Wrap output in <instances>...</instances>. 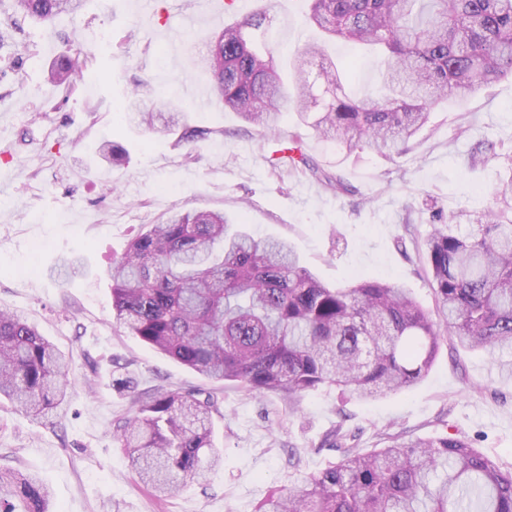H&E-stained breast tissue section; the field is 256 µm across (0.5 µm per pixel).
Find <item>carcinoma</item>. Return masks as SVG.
Segmentation results:
<instances>
[{"mask_svg":"<svg viewBox=\"0 0 512 512\" xmlns=\"http://www.w3.org/2000/svg\"><path fill=\"white\" fill-rule=\"evenodd\" d=\"M82 0H13L14 11L46 21ZM214 37L195 58L223 108L268 131L285 105L345 156L369 150L403 155L432 110L455 94L512 79V0H308V24L331 40L378 47L384 93L353 99L344 90L350 65L323 61L322 46L293 50L289 88L275 50L288 19L274 20V0ZM69 56L50 80L71 81ZM139 122L156 114L136 93ZM293 169L326 188L347 192L342 176L314 163L296 133L288 140ZM496 155L485 139L469 163ZM493 205L433 214L422 263L431 275L444 330L395 282L330 286L302 265L294 248L256 237L212 211L170 215L135 235L112 265L116 322L181 365L255 395H278L295 412L303 395L335 387L363 400L420 382L448 335L469 350L499 354L512 377V173L493 187ZM68 361L35 326L0 311V399L35 419L63 409ZM113 437L157 496L198 480L221 461L213 435L218 407L200 392L157 387L132 399ZM338 427V461L298 486L279 490L255 512H512V468L459 437H384L370 454ZM50 492L35 475L0 468V512H52Z\"/></svg>","mask_w":512,"mask_h":512,"instance_id":"obj_1","label":"carcinoma"}]
</instances>
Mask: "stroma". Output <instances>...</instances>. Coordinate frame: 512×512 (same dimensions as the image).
Here are the masks:
<instances>
[{"mask_svg": "<svg viewBox=\"0 0 512 512\" xmlns=\"http://www.w3.org/2000/svg\"><path fill=\"white\" fill-rule=\"evenodd\" d=\"M11 4L0 0V309L34 324L70 356L71 371L60 418L35 420L0 405L1 467L37 474L55 512H253L271 492L337 461L327 439L339 426L356 433L363 452L389 434L449 435L512 467V378L500 377L494 354L447 340L428 375L406 390L366 402L322 388L293 416L278 398L211 382L132 336L113 318L109 276L144 225L203 209L289 240L327 284L394 280L434 310L431 282L402 225L412 221L422 239L433 209L491 203L493 183L512 173V79L437 107L401 157L369 151L346 159L301 128L294 110L270 136L216 105L196 107L199 96H211V81L190 75L187 46L211 36L212 18L234 23L255 0H235L231 10L225 0H85L81 11L43 23L14 14ZM64 54L93 78V90L49 80ZM136 89L174 100L206 138L187 144L183 127L159 134L139 125L129 104ZM297 132L305 153L341 174L349 193L275 165L274 143ZM484 138L498 142L496 157L467 167ZM107 140L123 146L122 160L102 153ZM72 255L82 271L55 277L59 259ZM126 375L140 393L164 386L218 400L223 463L162 502L112 437L131 410L132 393L115 385Z\"/></svg>", "mask_w": 512, "mask_h": 512, "instance_id": "1", "label": "stroma"}]
</instances>
